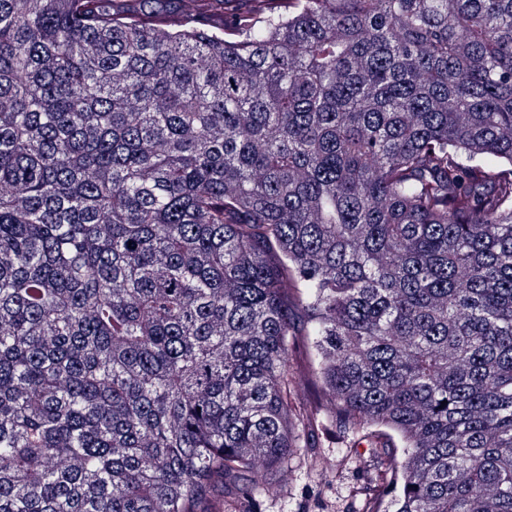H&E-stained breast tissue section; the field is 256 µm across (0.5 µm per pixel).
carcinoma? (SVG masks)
Instances as JSON below:
<instances>
[{"instance_id": "1", "label": "carcinoma", "mask_w": 512, "mask_h": 512, "mask_svg": "<svg viewBox=\"0 0 512 512\" xmlns=\"http://www.w3.org/2000/svg\"><path fill=\"white\" fill-rule=\"evenodd\" d=\"M297 334L512 512V0H0V512H256Z\"/></svg>"}]
</instances>
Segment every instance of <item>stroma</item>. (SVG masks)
Here are the masks:
<instances>
[{"label":"stroma","mask_w":512,"mask_h":512,"mask_svg":"<svg viewBox=\"0 0 512 512\" xmlns=\"http://www.w3.org/2000/svg\"><path fill=\"white\" fill-rule=\"evenodd\" d=\"M295 401L309 416L284 470L268 475L272 493L264 494L260 512H384L394 473L380 446H391V430L370 432L337 429L323 433L335 421L325 399L317 396L319 382L302 351L291 356Z\"/></svg>","instance_id":"obj_1"}]
</instances>
